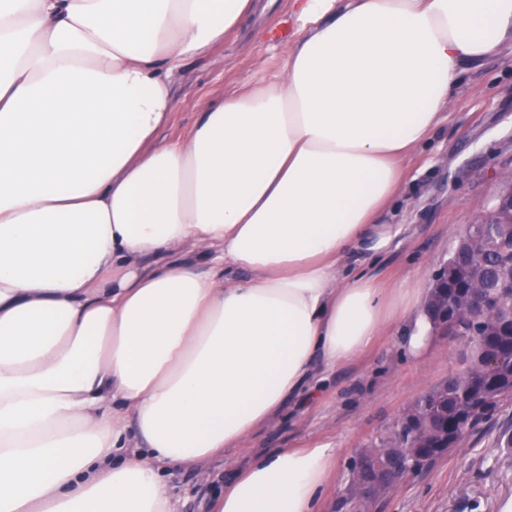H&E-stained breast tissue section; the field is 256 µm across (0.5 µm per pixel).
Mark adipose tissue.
I'll return each instance as SVG.
<instances>
[{"label":"adipose tissue","mask_w":512,"mask_h":512,"mask_svg":"<svg viewBox=\"0 0 512 512\" xmlns=\"http://www.w3.org/2000/svg\"><path fill=\"white\" fill-rule=\"evenodd\" d=\"M252 0H0V512H174L168 467L254 436L410 319L383 255L406 154L512 0H293L278 74L159 137L186 59ZM335 459L263 456L212 512H314Z\"/></svg>","instance_id":"adipose-tissue-1"}]
</instances>
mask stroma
I'll list each match as a JSON object with an SVG mask.
<instances>
[{
    "instance_id": "1",
    "label": "stroma",
    "mask_w": 512,
    "mask_h": 512,
    "mask_svg": "<svg viewBox=\"0 0 512 512\" xmlns=\"http://www.w3.org/2000/svg\"><path fill=\"white\" fill-rule=\"evenodd\" d=\"M295 21L288 0H260L247 24L227 33L210 55L187 61L174 86L176 106L161 138L185 137L200 99L222 98L259 74L278 72ZM405 182L391 202V223L406 225L387 254L352 257L383 288L413 279L429 292L463 227L476 223L512 176V48L460 73L454 100L430 142L402 161ZM409 328L384 329L362 355L327 372L309 395L284 404L254 437L204 469L168 474L177 512H210L216 495L254 458L284 448L326 443L336 450L316 512L331 508L357 452L378 444L404 410L460 370L461 344L436 337L417 360L403 349ZM512 499V397L428 470L397 485L379 512H500Z\"/></svg>"
}]
</instances>
